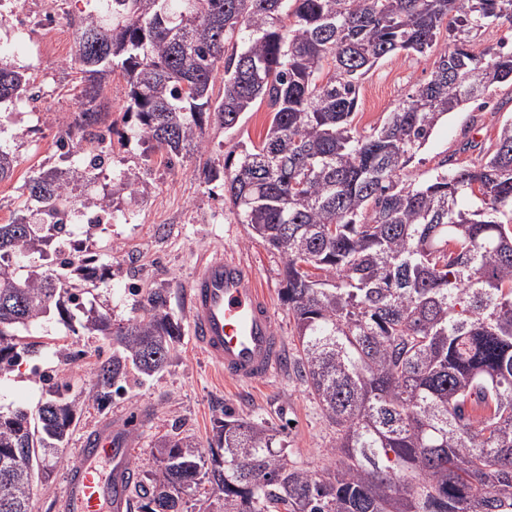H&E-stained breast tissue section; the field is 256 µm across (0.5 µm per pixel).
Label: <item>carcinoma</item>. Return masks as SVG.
<instances>
[{
	"label": "carcinoma",
	"mask_w": 512,
	"mask_h": 512,
	"mask_svg": "<svg viewBox=\"0 0 512 512\" xmlns=\"http://www.w3.org/2000/svg\"><path fill=\"white\" fill-rule=\"evenodd\" d=\"M504 24L512 0H112L88 12L79 106L58 139L71 162L25 181L35 223L0 224V376L38 353L19 328L53 312L112 341L87 400L160 376L180 340L163 292L114 326L86 306L76 261H47L106 161L114 65L140 139L171 163L204 153L211 121L232 130L260 100L265 137L203 173L284 260L300 377L336 431L331 466L289 464L270 429L226 411L208 455L187 436L158 438L156 468L133 482L140 512H184L205 480L222 504L197 512H512V121L479 164L402 176L443 118L512 83L505 43L468 49L470 32ZM401 52L435 54L430 79L364 136L360 83ZM29 90L25 71L0 64V102ZM141 185L129 170L102 199L132 200ZM47 395L34 413L0 410V512H32L73 429L80 400ZM17 456L24 468L5 469Z\"/></svg>",
	"instance_id": "cac0c4a2"
}]
</instances>
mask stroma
I'll list each match as a JSON object with an SVG mask.
<instances>
[{
	"label": "stroma",
	"instance_id": "obj_1",
	"mask_svg": "<svg viewBox=\"0 0 512 512\" xmlns=\"http://www.w3.org/2000/svg\"><path fill=\"white\" fill-rule=\"evenodd\" d=\"M44 0H17L19 15L0 13V58L23 67L36 87L37 100L18 98L0 104V112H19L22 123L0 121V146L17 160L12 179L0 182V224L25 213L28 201L21 186L40 167L59 163L57 140L60 126L74 112L81 74L73 58L72 23L92 7L90 0H56L58 28L44 36L37 20ZM432 57L398 54L381 59L362 81L354 123L364 135L383 123L417 84L427 81ZM128 85L114 72L102 97L108 105L106 123L119 140L109 156L113 175L140 170L143 188L136 199H119L120 211L105 235H93L89 243L112 262V276L88 288V300L114 320L141 315V303L149 291L163 289L167 310L182 328L171 366L146 384L129 382L125 393L111 401H85L68 442L47 485L37 487L33 512H60L65 473L84 441L104 425L125 429L133 448L131 463L142 471L156 466L154 443L164 434L188 436L208 449L211 423L224 410L262 423L278 431L291 464L315 472L328 464L327 451L335 440L333 428L293 368L268 381L244 387L227 380L191 339L187 306L188 286L200 260L221 251L252 270L268 298L277 332L296 359L295 324L281 301L283 259L261 241L251 239L246 225L238 223L219 190L207 183L205 165L223 166L229 152L259 143L269 125L266 104H255L231 131L218 124L206 126L203 155H188L168 164L159 151H149L135 135L134 122L125 117ZM512 120V84L492 88L485 108L468 105L449 114L434 129L428 143L408 166L411 180H427L441 161L449 165H473L483 148L494 142L497 128ZM40 344L34 364H22L0 377V407L35 409L44 399L48 382L66 384L79 394L95 381L100 358L112 352L109 340L96 333H72L68 326L49 320L32 326Z\"/></svg>",
	"mask_w": 512,
	"mask_h": 512
}]
</instances>
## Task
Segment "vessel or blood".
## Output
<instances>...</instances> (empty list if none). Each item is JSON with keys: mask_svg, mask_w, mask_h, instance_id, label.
I'll list each match as a JSON object with an SVG mask.
<instances>
[{"mask_svg": "<svg viewBox=\"0 0 512 512\" xmlns=\"http://www.w3.org/2000/svg\"><path fill=\"white\" fill-rule=\"evenodd\" d=\"M191 334L225 378L255 384L282 373L285 340L272 309L243 264L217 253L194 276L188 295ZM133 468L125 433L100 427L67 475L62 512H128Z\"/></svg>", "mask_w": 512, "mask_h": 512, "instance_id": "b4317fda", "label": "vessel or blood"}]
</instances>
